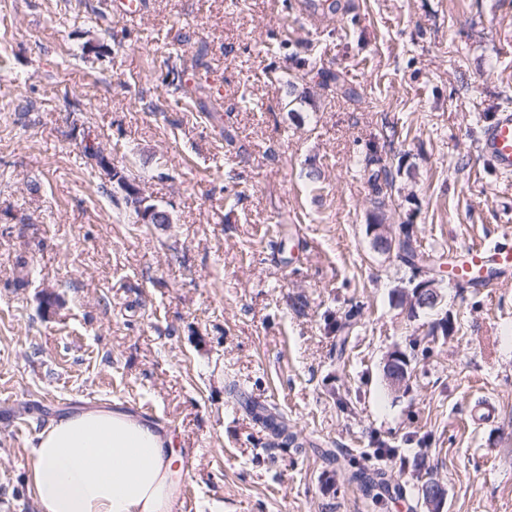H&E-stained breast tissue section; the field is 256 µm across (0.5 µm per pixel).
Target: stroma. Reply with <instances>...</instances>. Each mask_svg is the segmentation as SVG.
Masks as SVG:
<instances>
[{"label": "stroma", "instance_id": "35a3bbf8", "mask_svg": "<svg viewBox=\"0 0 512 512\" xmlns=\"http://www.w3.org/2000/svg\"><path fill=\"white\" fill-rule=\"evenodd\" d=\"M141 2L0 0V512H38L35 433L100 407L173 433L176 512H424L430 477L444 512H512V281L396 306L412 272L367 231L365 168L394 171L384 214L423 251L512 244V175L478 149L512 110V0H340L319 29L297 0ZM87 134L168 223L137 221ZM405 355L400 352L389 354L383 364V378L386 385L393 391H399L408 378V364L403 365ZM430 479L422 483L423 488L421 492V505L426 509V512H443L445 505V490L439 481L428 483Z\"/></svg>", "mask_w": 512, "mask_h": 512}]
</instances>
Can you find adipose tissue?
<instances>
[{
    "label": "adipose tissue",
    "instance_id": "obj_1",
    "mask_svg": "<svg viewBox=\"0 0 512 512\" xmlns=\"http://www.w3.org/2000/svg\"><path fill=\"white\" fill-rule=\"evenodd\" d=\"M29 455L39 512H171L173 440L125 413L94 408L54 420Z\"/></svg>",
    "mask_w": 512,
    "mask_h": 512
}]
</instances>
